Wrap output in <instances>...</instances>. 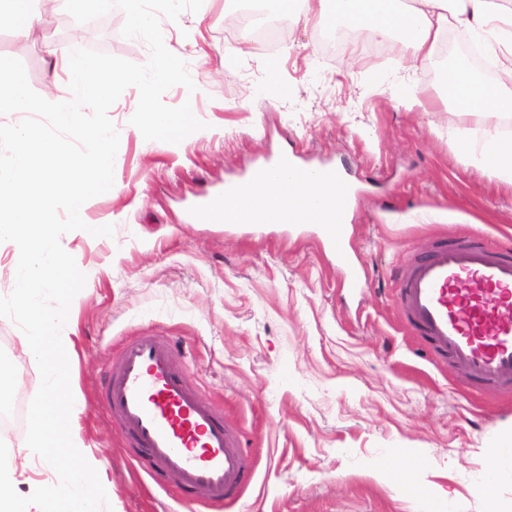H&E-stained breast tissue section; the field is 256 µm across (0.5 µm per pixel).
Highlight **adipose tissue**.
<instances>
[{
    "instance_id": "ef3b65f1",
    "label": "adipose tissue",
    "mask_w": 512,
    "mask_h": 512,
    "mask_svg": "<svg viewBox=\"0 0 512 512\" xmlns=\"http://www.w3.org/2000/svg\"><path fill=\"white\" fill-rule=\"evenodd\" d=\"M275 13L302 14L328 25L340 24L370 39L404 46L415 68L434 66L449 27L472 32L492 56L512 57V0H263ZM444 106L470 118L453 130L457 146L483 168L512 184V138L500 124L512 112V68L485 81L467 62L457 63L439 90ZM318 184L302 188L280 177L263 176L251 194L226 208L239 224H305L321 197Z\"/></svg>"
}]
</instances>
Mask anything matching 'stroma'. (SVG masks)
<instances>
[{
    "mask_svg": "<svg viewBox=\"0 0 512 512\" xmlns=\"http://www.w3.org/2000/svg\"><path fill=\"white\" fill-rule=\"evenodd\" d=\"M225 0L162 20L164 44L198 88L206 127L180 144L145 140L131 125L127 88L111 106L120 144L112 189L85 204L91 225L61 238L85 274L62 336L81 401L75 429L101 461L112 512H183L179 479L151 478L131 459L102 391L122 345L143 332L175 337L176 362L238 429L254 472L225 512H487L476 484L490 450L512 445V395L472 390L452 364L405 327L397 288L408 262L441 238L512 243V185L474 166L448 138L451 111L410 112L442 78L407 68L405 48L363 42L328 52L320 28L286 20L273 47L244 39ZM107 25L61 34L54 18L29 35L0 21V56L20 59L31 88L68 94L55 56L90 48L137 64L147 43ZM286 156L336 167L354 193L347 222L351 267L313 224H195L202 196ZM366 277L344 287L350 270ZM20 329L0 318V365L18 374L20 419L1 437L26 445L25 414L40 385ZM421 460L410 479L384 460Z\"/></svg>",
    "mask_w": 512,
    "mask_h": 512,
    "instance_id": "obj_1",
    "label": "stroma"
}]
</instances>
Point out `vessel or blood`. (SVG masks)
<instances>
[{
  "instance_id": "obj_1",
  "label": "vessel or blood",
  "mask_w": 512,
  "mask_h": 512,
  "mask_svg": "<svg viewBox=\"0 0 512 512\" xmlns=\"http://www.w3.org/2000/svg\"><path fill=\"white\" fill-rule=\"evenodd\" d=\"M267 171L289 174L302 187L321 185L327 201L318 230L337 262L350 265L351 188L342 173L282 162ZM249 188L239 182L203 197L194 223H222L226 199ZM398 300L408 329L472 387L512 391V247L490 246L480 236L441 241L407 265ZM104 399L128 447L149 472L176 474L189 506L227 505L241 497L253 473L240 433L185 377L170 337L144 333L128 342L109 370Z\"/></svg>"
}]
</instances>
